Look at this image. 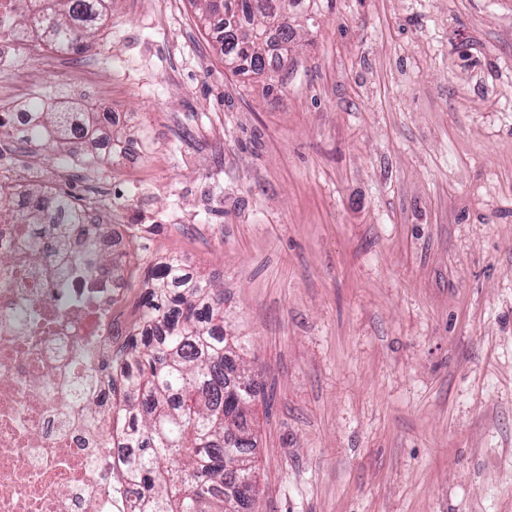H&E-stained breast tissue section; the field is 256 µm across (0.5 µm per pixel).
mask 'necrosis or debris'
Returning <instances> with one entry per match:
<instances>
[{"label":"necrosis or debris","instance_id":"4bbe7bcc","mask_svg":"<svg viewBox=\"0 0 512 512\" xmlns=\"http://www.w3.org/2000/svg\"><path fill=\"white\" fill-rule=\"evenodd\" d=\"M18 10L0 0V100L14 98V80L38 83L23 57L41 45L21 41ZM14 183L0 176V512H129L112 372L127 288L105 264L122 241L103 231L111 211L93 197L64 240L44 231L63 213L19 223L29 200Z\"/></svg>","mask_w":512,"mask_h":512}]
</instances>
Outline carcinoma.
Instances as JSON below:
<instances>
[{
	"instance_id": "cac0c4a2",
	"label": "carcinoma",
	"mask_w": 512,
	"mask_h": 512,
	"mask_svg": "<svg viewBox=\"0 0 512 512\" xmlns=\"http://www.w3.org/2000/svg\"><path fill=\"white\" fill-rule=\"evenodd\" d=\"M202 16L223 10L224 65L273 78L288 67L296 43L285 24L303 0H195ZM112 0H23L22 36L67 53L109 17ZM95 112H33L26 136L56 143L95 140ZM23 224L40 223L55 207L78 223L80 205L67 193L29 188ZM137 333L112 360L125 380L119 410L139 512H246L255 490L248 421L255 391L236 361L238 343L224 334V295L176 260L150 271Z\"/></svg>"
}]
</instances>
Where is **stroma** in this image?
I'll list each match as a JSON object with an SVG mask.
<instances>
[{
    "label": "stroma",
    "instance_id": "obj_1",
    "mask_svg": "<svg viewBox=\"0 0 512 512\" xmlns=\"http://www.w3.org/2000/svg\"><path fill=\"white\" fill-rule=\"evenodd\" d=\"M286 79L230 71L192 0H112L47 105L140 127L98 185L137 323L149 266L224 292L257 385L255 512H512V0H320ZM63 150L0 135L39 187Z\"/></svg>",
    "mask_w": 512,
    "mask_h": 512
}]
</instances>
